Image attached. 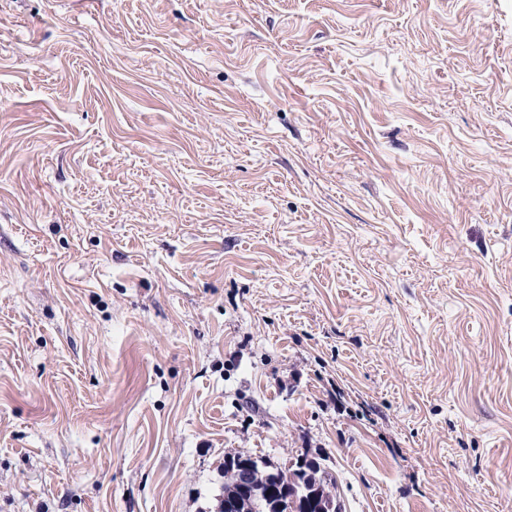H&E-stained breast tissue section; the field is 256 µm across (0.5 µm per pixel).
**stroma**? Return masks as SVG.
<instances>
[{
    "mask_svg": "<svg viewBox=\"0 0 512 512\" xmlns=\"http://www.w3.org/2000/svg\"><path fill=\"white\" fill-rule=\"evenodd\" d=\"M512 512V0H0V512ZM224 473L236 489L220 502L221 511L246 512L261 511L265 504L255 498V484L260 479V471L252 462L244 458L227 457L224 459ZM310 460L305 457H297L294 461H290L287 468L282 469L276 465L259 461L264 469L263 479L273 483L271 489L275 496L285 494L288 498V483L290 485H302L306 478L310 466ZM302 478V482L301 479Z\"/></svg>",
    "mask_w": 512,
    "mask_h": 512,
    "instance_id": "35a3bbf8",
    "label": "stroma"
}]
</instances>
